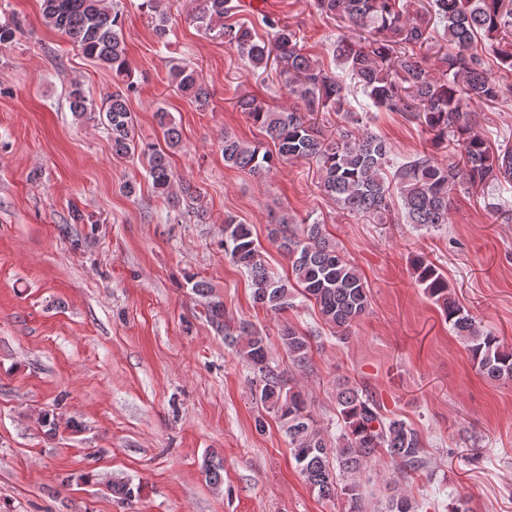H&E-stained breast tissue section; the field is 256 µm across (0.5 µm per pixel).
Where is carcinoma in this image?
Listing matches in <instances>:
<instances>
[{
	"label": "carcinoma",
	"instance_id": "carcinoma-1",
	"mask_svg": "<svg viewBox=\"0 0 512 512\" xmlns=\"http://www.w3.org/2000/svg\"><path fill=\"white\" fill-rule=\"evenodd\" d=\"M194 18L212 29L220 24L226 43L246 63L259 68L273 59L288 91L303 102L301 107L270 109L244 96L237 106L272 142L273 149L224 134V164L264 178L285 161L312 160L318 172V188L336 209L364 219H383L391 212L393 197L401 201L406 223L430 230L449 223L455 190L487 182L497 183L499 193L512 191V146L492 145L477 129L472 102H491L512 97V0H428L426 14L443 26L448 52L438 57L436 70L423 64L415 48L431 40L429 21L409 15L412 0H316L318 12L346 19L352 34L336 40L334 54L347 77L367 99L363 112L351 108V93L340 76L324 66L300 45L297 32L268 15L260 22L271 34L265 41L255 28L227 24L236 10L232 0H197ZM156 39L167 42L171 34L167 0H144ZM46 25L77 45L96 64L112 70L119 86L101 107H96L80 85L69 93V108L79 121L98 120L112 141V151L127 155L136 150L148 158V176L155 192L172 194L176 172L170 150L181 143L177 124L169 113L157 110L165 147L139 148L132 135L128 92L132 68L123 39V11L114 0H42ZM24 23L12 16L0 23V46L12 43ZM490 42L496 66L474 44ZM171 85L197 107L209 105L211 92L197 70L184 63L170 67ZM401 112L433 134L435 147L448 149V160L429 152H417L389 171V148L364 128L363 113L371 108ZM331 110L342 115L336 136L328 137L316 123V114ZM186 213L204 216L201 193L182 187ZM269 239L285 253L291 278L274 276L266 265L260 244L250 225L233 217L224 220L220 242L224 256L244 269L250 279L254 304L280 314L294 307L302 296L315 304L322 321L336 338L345 340L352 326L371 308V294L358 268L318 220L297 221L282 213L269 225ZM415 280L442 308L455 334L464 341L473 363L491 380L512 381V344L484 331L479 322L451 297L448 281L439 268L422 256L411 261ZM192 290L206 299V317L224 335L251 378L255 400L271 411L284 429L294 459L307 485L324 499L336 493L343 477L342 494L347 512H368L364 495L368 464L384 452L409 471L426 467L421 439L400 419L384 417L376 401L363 390L343 382L336 388L339 444L331 448L301 391L287 387V380L267 356V341L249 322L233 327L224 320V303L209 283L194 278ZM288 361L300 371L312 369V337L291 325L280 332ZM205 476L215 489L224 482L221 464L204 463ZM382 512H417L415 503L402 493L388 497Z\"/></svg>",
	"mask_w": 512,
	"mask_h": 512
}]
</instances>
